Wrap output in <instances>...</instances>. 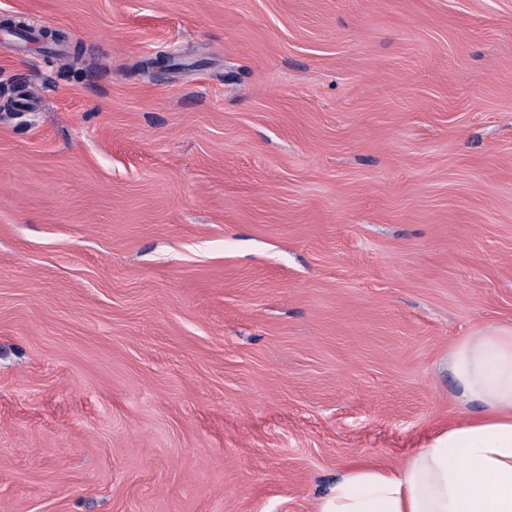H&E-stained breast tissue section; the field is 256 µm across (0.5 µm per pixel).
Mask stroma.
<instances>
[{"label": "stroma", "mask_w": 512, "mask_h": 512, "mask_svg": "<svg viewBox=\"0 0 512 512\" xmlns=\"http://www.w3.org/2000/svg\"><path fill=\"white\" fill-rule=\"evenodd\" d=\"M5 16L65 39L0 46V512H312L480 412L448 355L512 328V0Z\"/></svg>", "instance_id": "stroma-1"}]
</instances>
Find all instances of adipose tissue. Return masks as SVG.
Masks as SVG:
<instances>
[{"instance_id":"1","label":"adipose tissue","mask_w":512,"mask_h":512,"mask_svg":"<svg viewBox=\"0 0 512 512\" xmlns=\"http://www.w3.org/2000/svg\"><path fill=\"white\" fill-rule=\"evenodd\" d=\"M463 400L483 411L397 466L347 469L313 512H512V330L488 327L451 350Z\"/></svg>"}]
</instances>
